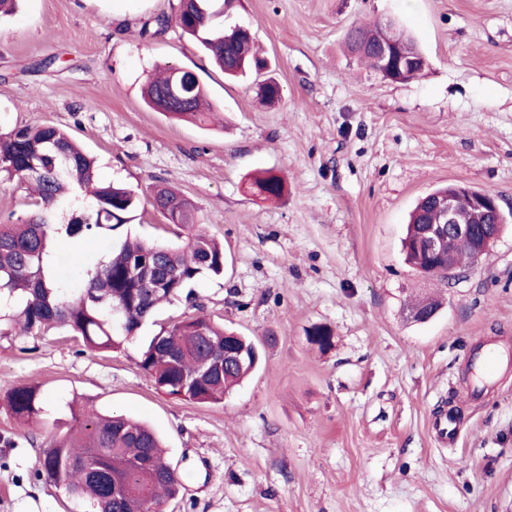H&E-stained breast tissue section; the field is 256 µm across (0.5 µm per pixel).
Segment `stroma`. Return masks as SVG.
<instances>
[{
  "instance_id": "1",
  "label": "stroma",
  "mask_w": 512,
  "mask_h": 512,
  "mask_svg": "<svg viewBox=\"0 0 512 512\" xmlns=\"http://www.w3.org/2000/svg\"><path fill=\"white\" fill-rule=\"evenodd\" d=\"M178 0H19L0 20V134L51 123L93 157L101 179L136 191L122 232L177 244L154 209L163 183L224 244L222 276H200L141 337L203 309L250 337L262 362L219 405L158 392L137 344L88 350L50 332L19 345L0 306V395L40 383L49 422L26 426L0 404V512H85L38 474L69 402L152 425L184 475L162 512H512V371L467 396L475 343L512 345V0H229L224 23L249 27L281 99L254 78L228 81L177 25ZM393 20L429 66L392 82L344 45L356 23ZM165 65L194 72L217 118L179 121L142 90ZM261 170L288 191L252 195ZM461 184L497 195L508 230L445 284L408 265L401 241L419 198ZM121 232V233H122ZM119 235V234H118ZM59 241L54 266L75 284L118 241ZM439 292L431 321L406 315L411 294ZM330 330L322 351L307 340ZM455 399L462 425L442 446L431 418Z\"/></svg>"
}]
</instances>
